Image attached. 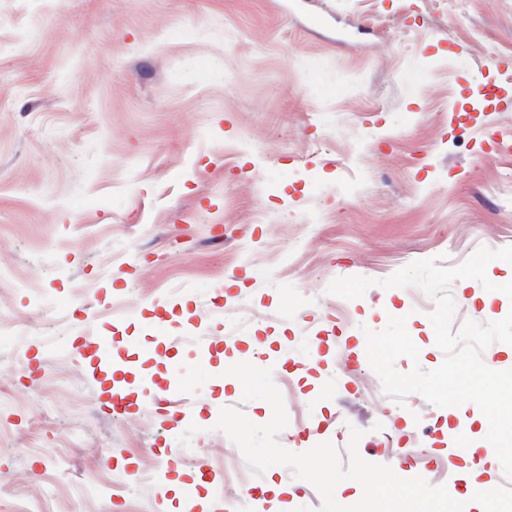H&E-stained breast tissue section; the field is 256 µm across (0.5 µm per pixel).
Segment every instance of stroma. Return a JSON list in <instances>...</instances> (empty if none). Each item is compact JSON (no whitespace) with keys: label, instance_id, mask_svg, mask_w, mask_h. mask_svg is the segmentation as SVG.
<instances>
[{"label":"stroma","instance_id":"35a3bbf8","mask_svg":"<svg viewBox=\"0 0 512 512\" xmlns=\"http://www.w3.org/2000/svg\"><path fill=\"white\" fill-rule=\"evenodd\" d=\"M508 245L512 0H0V475L24 481L0 512H319L215 428L224 408L272 416L225 373L254 347L286 449L343 451L355 426L366 461L512 512L476 404L401 405L343 367L402 316L419 354L396 370L437 368L434 301L379 280ZM349 276L377 284L327 294ZM450 291L453 329L512 312L477 281ZM91 324L130 372L94 367ZM161 448L162 480L141 470ZM271 482L285 493L248 496Z\"/></svg>","mask_w":512,"mask_h":512}]
</instances>
